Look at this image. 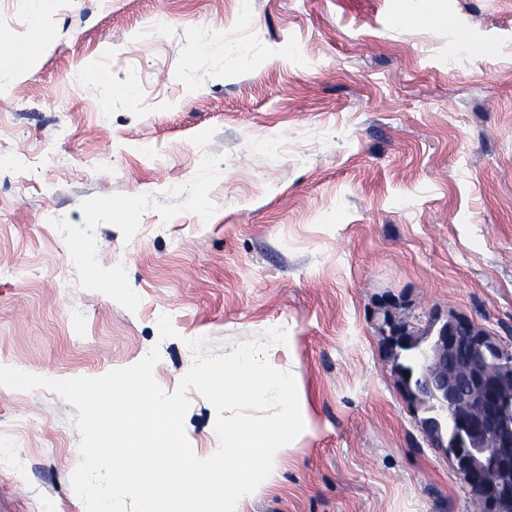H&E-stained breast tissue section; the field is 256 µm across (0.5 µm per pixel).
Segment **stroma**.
Listing matches in <instances>:
<instances>
[{"label":"stroma","mask_w":512,"mask_h":512,"mask_svg":"<svg viewBox=\"0 0 512 512\" xmlns=\"http://www.w3.org/2000/svg\"><path fill=\"white\" fill-rule=\"evenodd\" d=\"M420 2L0 0V365L155 347L170 394L187 340L280 327L312 432L245 512H479L378 324L462 315L512 348V0ZM76 414L0 386V512H85Z\"/></svg>","instance_id":"stroma-1"}]
</instances>
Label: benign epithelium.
<instances>
[{"label": "benign epithelium", "instance_id": "1", "mask_svg": "<svg viewBox=\"0 0 512 512\" xmlns=\"http://www.w3.org/2000/svg\"><path fill=\"white\" fill-rule=\"evenodd\" d=\"M380 331L389 361L416 349L417 387L393 371L431 445L451 448L460 479L490 512H512V405L502 397L512 361L501 343L457 315L434 317L420 333L386 312Z\"/></svg>", "mask_w": 512, "mask_h": 512}]
</instances>
